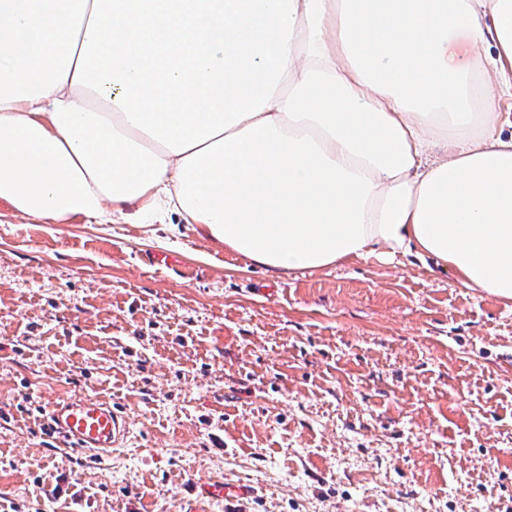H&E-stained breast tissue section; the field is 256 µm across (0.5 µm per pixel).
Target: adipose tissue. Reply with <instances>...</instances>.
<instances>
[{
  "mask_svg": "<svg viewBox=\"0 0 512 512\" xmlns=\"http://www.w3.org/2000/svg\"><path fill=\"white\" fill-rule=\"evenodd\" d=\"M512 0H0V204L512 302Z\"/></svg>",
  "mask_w": 512,
  "mask_h": 512,
  "instance_id": "adipose-tissue-1",
  "label": "adipose tissue"
}]
</instances>
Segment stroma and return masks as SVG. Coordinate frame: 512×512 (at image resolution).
<instances>
[{"label":"stroma","instance_id":"1","mask_svg":"<svg viewBox=\"0 0 512 512\" xmlns=\"http://www.w3.org/2000/svg\"><path fill=\"white\" fill-rule=\"evenodd\" d=\"M112 402L109 457L57 399ZM512 512V304L415 257L280 277L190 225L0 204V512ZM45 421L58 441L99 458L122 445L129 433L128 421L122 411L91 397L53 401L45 411ZM252 485L242 482L214 480L196 486V497L184 506L183 512H211L212 505L226 500H245L255 495Z\"/></svg>","mask_w":512,"mask_h":512}]
</instances>
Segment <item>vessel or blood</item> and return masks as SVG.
<instances>
[{
    "label": "vessel or blood",
    "mask_w": 512,
    "mask_h": 512,
    "mask_svg": "<svg viewBox=\"0 0 512 512\" xmlns=\"http://www.w3.org/2000/svg\"><path fill=\"white\" fill-rule=\"evenodd\" d=\"M45 421L57 440L68 447L104 457L122 445L129 432L125 414L108 402L91 397H72L53 401ZM255 494L252 485L214 480L196 487V497L183 512H211L213 504L226 500H245Z\"/></svg>",
    "instance_id": "vessel-or-blood-1"
}]
</instances>
